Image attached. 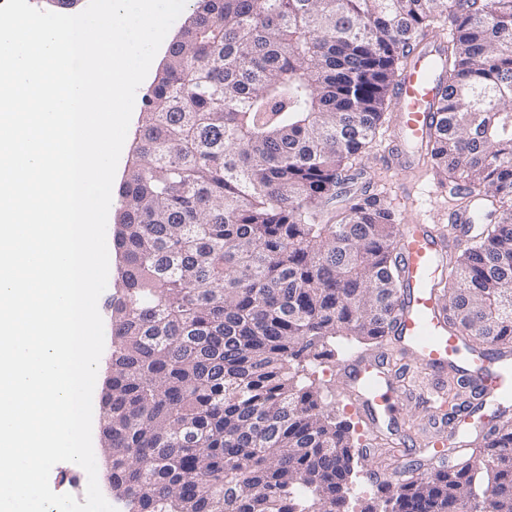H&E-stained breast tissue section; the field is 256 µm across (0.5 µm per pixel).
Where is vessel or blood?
<instances>
[{
	"label": "vessel or blood",
	"instance_id": "obj_1",
	"mask_svg": "<svg viewBox=\"0 0 512 512\" xmlns=\"http://www.w3.org/2000/svg\"><path fill=\"white\" fill-rule=\"evenodd\" d=\"M440 49V42L434 40L414 47L394 89L397 114L387 164L401 174L419 166L429 131L437 120L434 104L444 89L439 78ZM398 235L397 266L404 295L395 314L393 333L402 344L401 356L432 370L456 369L485 406L511 422L512 346L475 347L460 331L449 330L444 302L437 291L460 239L418 219L399 225ZM342 375L370 431H377L402 398L387 359L350 358L342 366ZM487 435L483 422L462 414L452 427L429 436L423 445L425 461L444 462Z\"/></svg>",
	"mask_w": 512,
	"mask_h": 512
}]
</instances>
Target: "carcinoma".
I'll list each match as a JSON object with an SVG mask.
<instances>
[{"label":"carcinoma","mask_w":512,"mask_h":512,"mask_svg":"<svg viewBox=\"0 0 512 512\" xmlns=\"http://www.w3.org/2000/svg\"><path fill=\"white\" fill-rule=\"evenodd\" d=\"M432 33L425 156L484 225L448 324L512 344V0H193L119 187L101 423L127 512H348L365 448L309 371L391 333L398 223L352 170ZM380 492L363 512H512V425Z\"/></svg>","instance_id":"cac0c4a2"}]
</instances>
